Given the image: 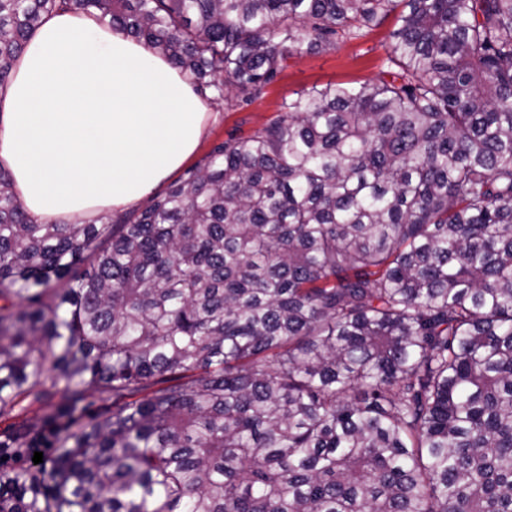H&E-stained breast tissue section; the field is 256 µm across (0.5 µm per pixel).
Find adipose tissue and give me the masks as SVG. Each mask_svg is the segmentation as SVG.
Returning <instances> with one entry per match:
<instances>
[{"label": "adipose tissue", "mask_w": 512, "mask_h": 512, "mask_svg": "<svg viewBox=\"0 0 512 512\" xmlns=\"http://www.w3.org/2000/svg\"><path fill=\"white\" fill-rule=\"evenodd\" d=\"M0 108L19 202L66 222L136 204L194 153L207 118L162 56L74 8L31 35Z\"/></svg>", "instance_id": "1"}]
</instances>
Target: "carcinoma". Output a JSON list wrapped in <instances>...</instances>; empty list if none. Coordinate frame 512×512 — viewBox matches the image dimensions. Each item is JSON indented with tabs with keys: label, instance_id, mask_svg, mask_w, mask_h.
<instances>
[{
	"label": "carcinoma",
	"instance_id": "obj_1",
	"mask_svg": "<svg viewBox=\"0 0 512 512\" xmlns=\"http://www.w3.org/2000/svg\"><path fill=\"white\" fill-rule=\"evenodd\" d=\"M68 6L213 101L391 14L401 73L116 220L0 168V512H512V0H0V88Z\"/></svg>",
	"mask_w": 512,
	"mask_h": 512
}]
</instances>
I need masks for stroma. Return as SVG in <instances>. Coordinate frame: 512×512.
I'll list each match as a JSON object with an SVG mask.
<instances>
[{
  "mask_svg": "<svg viewBox=\"0 0 512 512\" xmlns=\"http://www.w3.org/2000/svg\"><path fill=\"white\" fill-rule=\"evenodd\" d=\"M394 27L395 19L390 16L363 29L357 38L337 41L333 48L301 47L288 57L275 79L253 102L209 106L205 133L185 162V169L202 163L216 146L266 124L304 91L328 83L359 85L392 80L398 72L388 60Z\"/></svg>",
  "mask_w": 512,
  "mask_h": 512,
  "instance_id": "1",
  "label": "stroma"
}]
</instances>
